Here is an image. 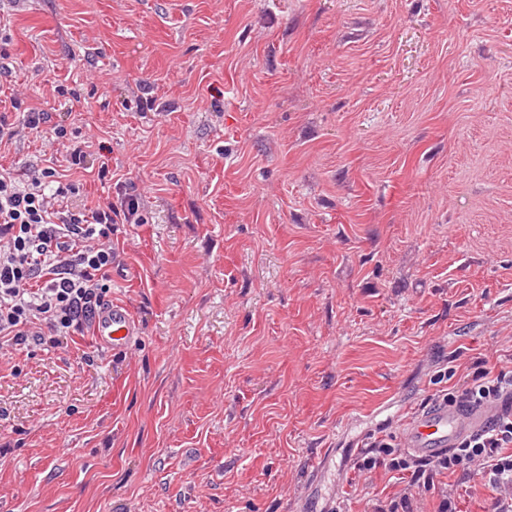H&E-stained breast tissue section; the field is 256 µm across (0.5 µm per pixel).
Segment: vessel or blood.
Returning <instances> with one entry per match:
<instances>
[{
  "instance_id": "vessel-or-blood-1",
  "label": "vessel or blood",
  "mask_w": 512,
  "mask_h": 512,
  "mask_svg": "<svg viewBox=\"0 0 512 512\" xmlns=\"http://www.w3.org/2000/svg\"><path fill=\"white\" fill-rule=\"evenodd\" d=\"M95 334L100 346L115 350L126 347L134 334L128 309L115 304L100 313ZM495 414V409L484 406L462 409L443 401L431 402L402 421L401 445L418 457L433 459L456 446L466 435L486 427Z\"/></svg>"
}]
</instances>
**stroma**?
I'll use <instances>...</instances> for the list:
<instances>
[{"label":"stroma","mask_w":512,"mask_h":512,"mask_svg":"<svg viewBox=\"0 0 512 512\" xmlns=\"http://www.w3.org/2000/svg\"><path fill=\"white\" fill-rule=\"evenodd\" d=\"M33 109L90 168L28 129L0 168L147 221L112 234L124 350L0 354V512H364L399 482L361 444L512 358V0H0V111ZM55 141L65 148V161L72 167L82 168L87 156L88 145H83L77 138L75 132H68L67 128L62 125H54L51 128Z\"/></svg>","instance_id":"35a3bbf8"}]
</instances>
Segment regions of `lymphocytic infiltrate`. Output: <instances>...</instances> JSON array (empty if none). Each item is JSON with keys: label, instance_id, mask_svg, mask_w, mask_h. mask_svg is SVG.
Here are the masks:
<instances>
[{"label": "lymphocytic infiltrate", "instance_id": "obj_1", "mask_svg": "<svg viewBox=\"0 0 512 512\" xmlns=\"http://www.w3.org/2000/svg\"><path fill=\"white\" fill-rule=\"evenodd\" d=\"M75 184L51 167L29 169L24 180L0 173V347L35 341L50 347L84 332L112 292L119 261L112 227L141 224L140 198L78 208ZM451 404L487 405L498 413L486 428L436 459L403 450L394 437H375L360 451L356 468L401 476L396 493L373 499L367 512H420V492L440 476L458 485L478 480L488 490L489 512H512V365L476 368L461 387L445 393Z\"/></svg>", "mask_w": 512, "mask_h": 512}]
</instances>
